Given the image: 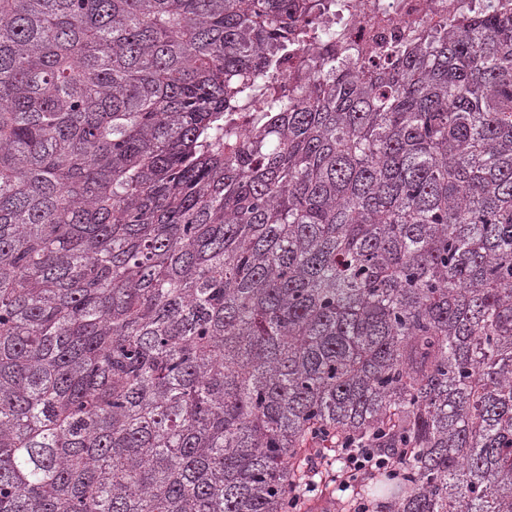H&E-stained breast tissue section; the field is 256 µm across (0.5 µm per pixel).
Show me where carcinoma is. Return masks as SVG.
Masks as SVG:
<instances>
[{"instance_id":"cac0c4a2","label":"carcinoma","mask_w":512,"mask_h":512,"mask_svg":"<svg viewBox=\"0 0 512 512\" xmlns=\"http://www.w3.org/2000/svg\"><path fill=\"white\" fill-rule=\"evenodd\" d=\"M326 9L0 0V512H512V0L227 134ZM339 455L336 457L334 462H338V465L333 466V461H325L319 459L311 465L308 476L309 482L299 492L296 493L297 497L295 506L298 502L306 500V493L314 492L318 489L319 484H327L333 487V492H347L352 486V483L356 481L360 476L365 474H373L375 470H380L389 465V461L385 459V464H382L379 459L375 458V454L372 448L352 446L345 448V445H341L338 448ZM319 478L316 480L315 478Z\"/></svg>"}]
</instances>
